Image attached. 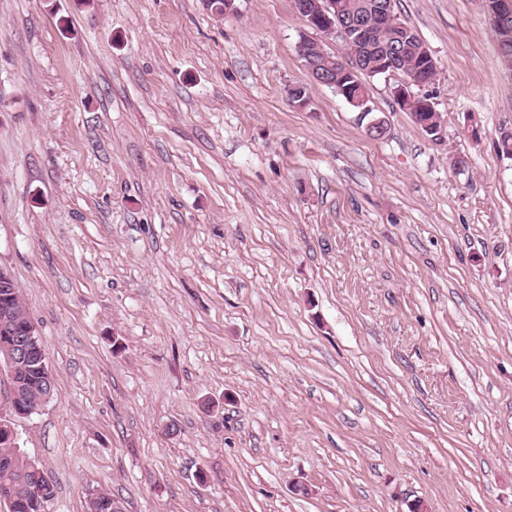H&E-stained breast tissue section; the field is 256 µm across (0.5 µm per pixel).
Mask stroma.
I'll use <instances>...</instances> for the list:
<instances>
[{
	"instance_id": "stroma-1",
	"label": "stroma",
	"mask_w": 512,
	"mask_h": 512,
	"mask_svg": "<svg viewBox=\"0 0 512 512\" xmlns=\"http://www.w3.org/2000/svg\"><path fill=\"white\" fill-rule=\"evenodd\" d=\"M0 0V267L55 378L46 512H512V75L397 0L431 140L308 82L292 0ZM303 83L309 104H290ZM371 115V116H372Z\"/></svg>"
}]
</instances>
